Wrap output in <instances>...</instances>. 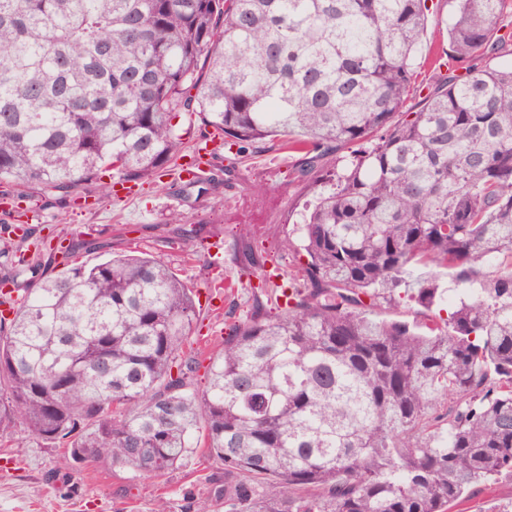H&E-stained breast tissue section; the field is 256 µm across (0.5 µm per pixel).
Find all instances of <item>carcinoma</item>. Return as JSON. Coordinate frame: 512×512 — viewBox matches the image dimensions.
I'll return each mask as SVG.
<instances>
[{"label":"carcinoma","mask_w":512,"mask_h":512,"mask_svg":"<svg viewBox=\"0 0 512 512\" xmlns=\"http://www.w3.org/2000/svg\"><path fill=\"white\" fill-rule=\"evenodd\" d=\"M429 0H0V196L88 198L196 157L194 122L245 154L338 156L281 241L305 262L253 294L208 357L181 352L192 289L91 240L0 248V441L17 422L70 459L177 469L198 438L237 474L225 512H448L512 475V0H448V69L415 66ZM466 73H456V65ZM420 96L413 112L403 108ZM176 234L196 239L203 228ZM417 266L444 268L406 282ZM404 289L430 324L380 317ZM278 312H266L262 298Z\"/></svg>","instance_id":"obj_1"}]
</instances>
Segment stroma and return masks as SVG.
<instances>
[{"mask_svg": "<svg viewBox=\"0 0 512 512\" xmlns=\"http://www.w3.org/2000/svg\"><path fill=\"white\" fill-rule=\"evenodd\" d=\"M450 10L448 0H437L427 15L418 57L423 75L432 74V60H448L443 33ZM301 160L300 154L260 143L242 157L219 153L206 169L214 182L203 188L164 176L137 185L126 197L97 196L89 208L50 207L32 192L22 204L21 220L37 238L103 241V248L79 252L78 262L86 265L133 251L163 260L195 293L197 316L185 350L215 351L226 324L250 315V288L260 275L232 263L229 243L245 237L267 274L282 275L297 265L279 244L299 222L308 198L304 183L294 176ZM175 214L183 223L203 225L202 236L190 243L180 240L169 222ZM223 479L222 467L200 451L178 470L139 477L101 462L76 464L65 449L35 439L19 423L12 446L0 447V512H154L161 500L169 512H197L203 504L209 512H224L223 499L214 494ZM511 502L512 476L505 474L468 490L449 512H498Z\"/></svg>", "mask_w": 512, "mask_h": 512, "instance_id": "obj_1", "label": "stroma"}]
</instances>
